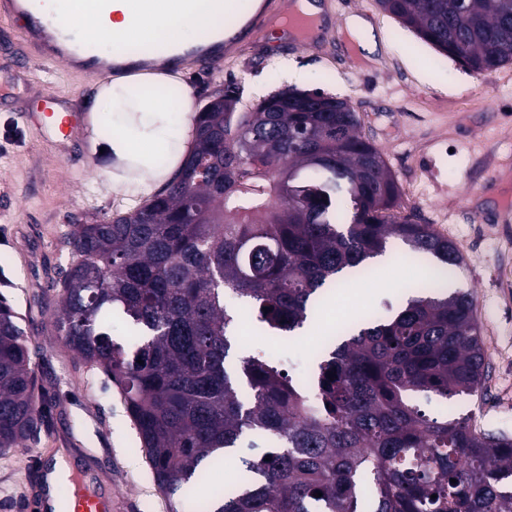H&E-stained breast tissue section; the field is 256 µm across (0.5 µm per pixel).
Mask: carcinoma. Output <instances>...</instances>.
<instances>
[{"instance_id": "1", "label": "carcinoma", "mask_w": 512, "mask_h": 512, "mask_svg": "<svg viewBox=\"0 0 512 512\" xmlns=\"http://www.w3.org/2000/svg\"><path fill=\"white\" fill-rule=\"evenodd\" d=\"M377 2L475 73L512 61V0ZM307 94L279 89L242 109L227 86L198 113L194 143L158 193L73 225L76 261L53 313L64 344L112 378L168 512H512V438L421 405L482 388L471 293L428 278L394 312L337 325L306 387L238 352L227 295L257 326L291 336L345 272L371 275L391 238L416 259L463 262L448 238L397 214L399 188L357 133L358 113H331L326 134L315 105L343 99ZM116 316L129 325L120 341ZM35 386L20 317L0 302V452L41 419ZM258 438L266 451L239 457L224 489L197 494L226 449Z\"/></svg>"}]
</instances>
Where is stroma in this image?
I'll return each instance as SVG.
<instances>
[{
  "label": "stroma",
  "mask_w": 512,
  "mask_h": 512,
  "mask_svg": "<svg viewBox=\"0 0 512 512\" xmlns=\"http://www.w3.org/2000/svg\"><path fill=\"white\" fill-rule=\"evenodd\" d=\"M326 33L306 46L273 39L272 27L244 28L224 48L221 66L190 65L182 73L201 109L227 85L250 102L289 85L278 59L303 66V89L351 101L361 135L382 152L405 210L459 247L463 262L448 278L472 292L481 329L486 379L481 393L428 412L468 418L478 430L512 436V63L484 75L438 52L379 7L376 0H322ZM360 13L382 32L378 64L364 62L343 29ZM12 93L0 108V298L22 316L44 418L30 440L0 454V512H29L34 472L65 450L73 474L111 491L119 512H166L123 399L111 380L64 347L53 311L58 281L74 255L66 244L73 224L92 216L131 211L101 175L104 157L89 139L59 142L28 127L27 112H49L45 92L79 97L83 112L95 106L94 78L57 65L44 70L0 67V91ZM422 265L401 242H391L373 281L335 292L321 317L271 348L283 369L298 367L305 347L338 317L399 305L407 284L423 278Z\"/></svg>",
  "instance_id": "obj_1"
}]
</instances>
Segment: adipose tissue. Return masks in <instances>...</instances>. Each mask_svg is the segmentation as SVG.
Here are the masks:
<instances>
[{
    "label": "adipose tissue",
    "instance_id": "adipose-tissue-1",
    "mask_svg": "<svg viewBox=\"0 0 512 512\" xmlns=\"http://www.w3.org/2000/svg\"><path fill=\"white\" fill-rule=\"evenodd\" d=\"M104 3L102 37L112 45L119 74L97 85V101L112 108L95 123L92 147L114 160L103 170L107 186L134 201L150 195L166 174L136 176L132 165L150 169L167 152L173 164H180L194 139V110L192 89L181 82L180 68L160 57L130 55V47L162 39L183 52L221 28L238 5L237 0H177L171 12L149 17L136 13L132 0Z\"/></svg>",
    "mask_w": 512,
    "mask_h": 512
}]
</instances>
